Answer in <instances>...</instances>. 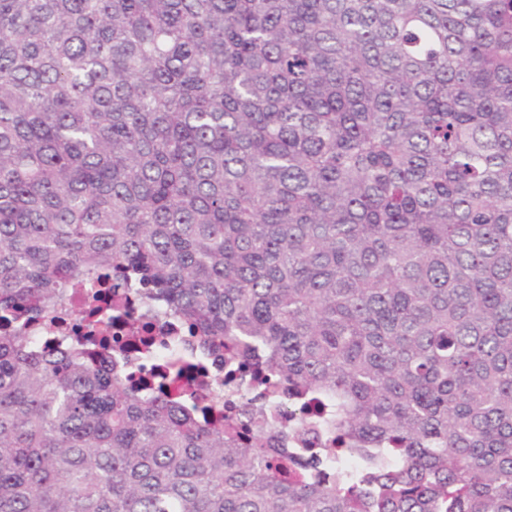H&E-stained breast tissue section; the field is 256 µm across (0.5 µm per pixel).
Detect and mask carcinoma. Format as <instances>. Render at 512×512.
Listing matches in <instances>:
<instances>
[{
    "label": "carcinoma",
    "mask_w": 512,
    "mask_h": 512,
    "mask_svg": "<svg viewBox=\"0 0 512 512\" xmlns=\"http://www.w3.org/2000/svg\"><path fill=\"white\" fill-rule=\"evenodd\" d=\"M0 512H512V0H0ZM70 312H81L87 314V289L82 285L72 286L67 289L64 307L60 311L59 320H62L64 314ZM101 290L106 293L111 304H118L122 309L133 310L132 317L126 319L122 330L124 336H156L158 340L165 341L171 350H179V353L187 358L196 357V347L187 343L170 317L156 315L147 309H140L130 297L113 295L112 288H101ZM145 323L149 324V333L143 330Z\"/></svg>",
    "instance_id": "carcinoma-1"
}]
</instances>
